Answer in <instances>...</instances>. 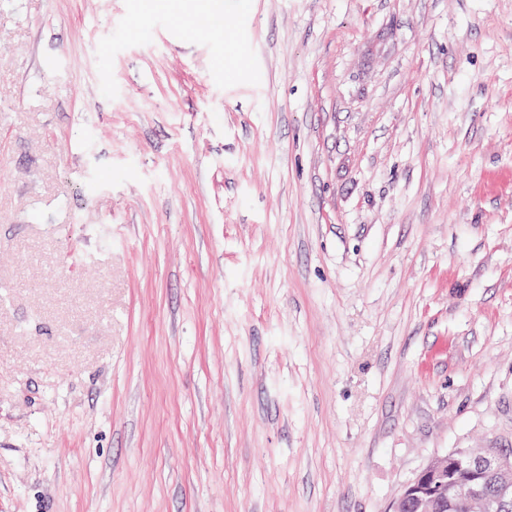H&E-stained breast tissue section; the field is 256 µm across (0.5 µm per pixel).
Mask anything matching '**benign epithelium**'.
<instances>
[{
	"mask_svg": "<svg viewBox=\"0 0 512 512\" xmlns=\"http://www.w3.org/2000/svg\"><path fill=\"white\" fill-rule=\"evenodd\" d=\"M465 466L473 480L467 491L471 512H500L512 501V454L499 448H456L431 457L404 487L393 512H445L456 485L447 480L449 469Z\"/></svg>",
	"mask_w": 512,
	"mask_h": 512,
	"instance_id": "1",
	"label": "benign epithelium"
}]
</instances>
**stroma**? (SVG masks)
<instances>
[{"label": "stroma", "mask_w": 512, "mask_h": 512, "mask_svg": "<svg viewBox=\"0 0 512 512\" xmlns=\"http://www.w3.org/2000/svg\"><path fill=\"white\" fill-rule=\"evenodd\" d=\"M455 448H512V0H0V512Z\"/></svg>", "instance_id": "35a3bbf8"}]
</instances>
